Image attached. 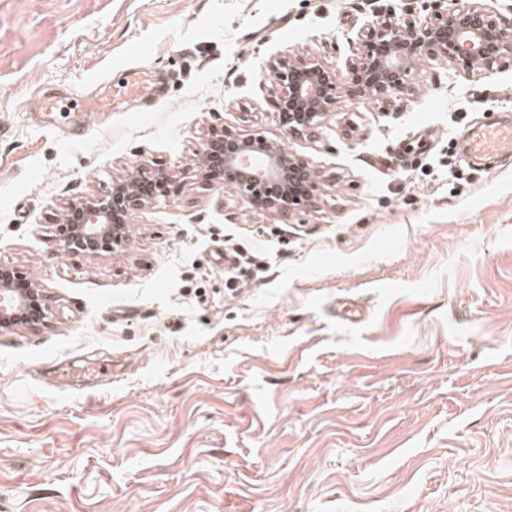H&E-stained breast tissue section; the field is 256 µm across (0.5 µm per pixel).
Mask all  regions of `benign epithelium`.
I'll list each match as a JSON object with an SVG mask.
<instances>
[{"label":"benign epithelium","mask_w":512,"mask_h":512,"mask_svg":"<svg viewBox=\"0 0 512 512\" xmlns=\"http://www.w3.org/2000/svg\"><path fill=\"white\" fill-rule=\"evenodd\" d=\"M362 41L360 55L342 78L310 57L293 54L271 61L277 79L273 103L287 134L317 129L335 107L341 83L350 97L371 94L390 105L411 90L416 65L423 62H446L466 77L478 66L490 69L512 54V23L474 0L462 8L436 9L421 22L379 18L362 34ZM196 173L281 215L312 201L318 187L309 163L286 152L283 141L259 132L243 137L226 126L202 144ZM177 179L176 173L143 168L138 177L113 184L109 193L71 204L59 219L60 246L87 255L125 247L130 215L168 197ZM14 275L15 271L0 268V325L9 322L18 302Z\"/></svg>","instance_id":"1"}]
</instances>
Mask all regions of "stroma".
Listing matches in <instances>:
<instances>
[{
	"instance_id": "stroma-1",
	"label": "stroma",
	"mask_w": 512,
	"mask_h": 512,
	"mask_svg": "<svg viewBox=\"0 0 512 512\" xmlns=\"http://www.w3.org/2000/svg\"><path fill=\"white\" fill-rule=\"evenodd\" d=\"M428 0H0V267L34 274L38 325L0 326V512H512V64H421L387 106L347 96L286 136L271 58L341 70L378 16ZM124 106L37 127L41 98ZM304 157L312 205L281 216L194 175L211 128ZM180 170L129 244L63 252L70 203L139 168ZM268 243L225 282L226 241ZM362 299L363 320L336 304ZM84 109L86 112H108L111 109L112 97H125L137 100L141 106L139 112H147L151 109V100L145 93L144 81L137 73L129 74L121 81L109 86L107 91L96 97L86 98ZM470 154L499 156L512 154V126L484 125L473 129L468 135Z\"/></svg>"
}]
</instances>
